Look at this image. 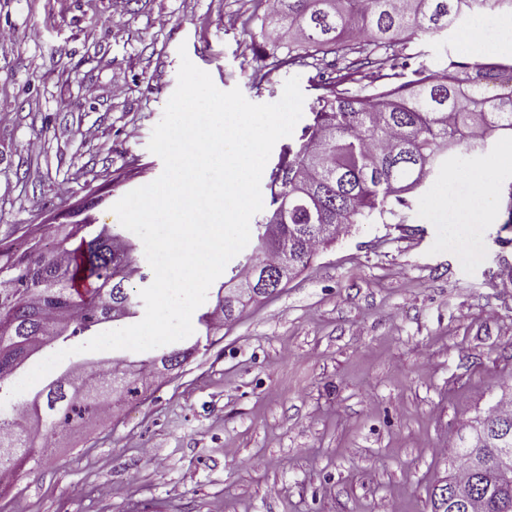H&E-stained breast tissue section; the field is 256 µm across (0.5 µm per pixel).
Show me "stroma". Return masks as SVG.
Returning a JSON list of instances; mask_svg holds the SVG:
<instances>
[{
    "label": "stroma",
    "mask_w": 512,
    "mask_h": 512,
    "mask_svg": "<svg viewBox=\"0 0 512 512\" xmlns=\"http://www.w3.org/2000/svg\"><path fill=\"white\" fill-rule=\"evenodd\" d=\"M261 0H0V240L103 190L102 223L158 178L148 149L181 55L256 104L299 77ZM499 12L412 37L409 67L441 68L468 26L491 55ZM95 95H87L86 87ZM94 138H85L86 129ZM38 153H29L30 140ZM487 180L493 210L462 203ZM408 204L353 225L277 295L243 309L137 403L51 433L53 449L0 512H430L460 433L512 383V133L453 147Z\"/></svg>",
    "instance_id": "stroma-1"
}]
</instances>
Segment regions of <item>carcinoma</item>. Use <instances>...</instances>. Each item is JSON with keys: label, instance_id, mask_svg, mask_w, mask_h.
<instances>
[{"label": "carcinoma", "instance_id": "cac0c4a2", "mask_svg": "<svg viewBox=\"0 0 512 512\" xmlns=\"http://www.w3.org/2000/svg\"><path fill=\"white\" fill-rule=\"evenodd\" d=\"M512 9V0H276L267 19L292 34L297 46L276 59L278 66H302L317 55L343 61L335 75L321 78L296 147L284 150L269 189L271 216L254 225L256 246L243 270L260 257L274 264L283 251L297 267L306 266L323 245L335 239L320 234L318 224L344 230L351 224L391 213L406 205L403 194L423 184L443 160L450 144L475 150L491 135L512 132V92L486 96L483 85L500 73L489 60L448 57L431 73L424 66L406 74L393 72L392 58L380 52L406 51L405 39L448 30L477 11ZM371 69L390 70L369 97L347 94L342 86L358 83ZM280 225V237L265 238V224ZM136 247L112 224H57L31 236L26 248L0 245V398L8 396L28 361L47 349L68 348L75 336H96L113 322L112 311L136 318L143 307L139 287L147 275L131 276L138 266ZM224 324L211 321V309L197 317L196 334L178 347L136 363L114 358L94 367L93 385L80 389L65 371L26 401L27 413L52 426L69 425L112 405L120 395H141L138 379L168 357L181 366ZM460 437L458 456L477 449L486 469L478 474L465 461L454 481L472 487L462 507L450 502V484L430 492L431 512H512V483L498 498L486 497L491 461L500 448H512V396L499 401ZM24 416L0 408V486L26 464L38 463L45 438L18 432Z\"/></svg>", "mask_w": 512, "mask_h": 512}]
</instances>
